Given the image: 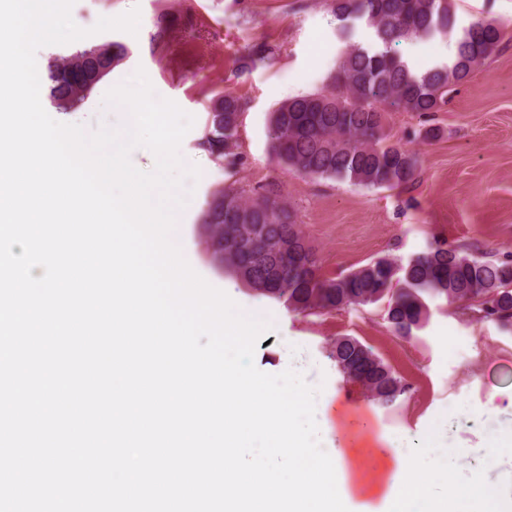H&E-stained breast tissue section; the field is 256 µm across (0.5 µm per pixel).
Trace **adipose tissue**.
Instances as JSON below:
<instances>
[{
    "label": "adipose tissue",
    "instance_id": "obj_1",
    "mask_svg": "<svg viewBox=\"0 0 512 512\" xmlns=\"http://www.w3.org/2000/svg\"><path fill=\"white\" fill-rule=\"evenodd\" d=\"M434 440V435L427 433L403 439L391 450L395 459L392 480L403 493L400 512H435L436 502L447 497L457 503L458 512H494L499 502L497 491L477 476L458 478L462 465L455 449H448L442 462L432 463ZM422 470L430 473L423 492L413 498L405 496L406 487Z\"/></svg>",
    "mask_w": 512,
    "mask_h": 512
}]
</instances>
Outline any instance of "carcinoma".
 Wrapping results in <instances>:
<instances>
[{
    "instance_id": "carcinoma-1",
    "label": "carcinoma",
    "mask_w": 512,
    "mask_h": 512,
    "mask_svg": "<svg viewBox=\"0 0 512 512\" xmlns=\"http://www.w3.org/2000/svg\"><path fill=\"white\" fill-rule=\"evenodd\" d=\"M342 22L363 19L376 47L345 44L327 89L290 99L270 116L268 138L276 162L306 176L368 188L393 189L415 182L416 154L389 143L386 113L439 112L453 87L491 59L512 32L494 20L475 18L463 27L450 64L414 72L396 47L403 41L444 39L456 22L455 0H331ZM152 41L165 44L175 25L157 16ZM128 56L119 41L84 44L48 63L50 104L80 109L100 81ZM208 114L196 147L229 166L237 164L242 98L218 93L204 102ZM200 237L210 263L252 291L300 313L324 314L385 304L391 333L409 338L428 318V298H443L475 322L512 328V253L489 255L467 244L433 239L402 261L390 254L343 276L321 272L293 211L271 187L255 198L228 186L214 192L202 211ZM329 356L348 381H359L378 405L389 408L407 392L403 380L371 348L338 336Z\"/></svg>"
}]
</instances>
